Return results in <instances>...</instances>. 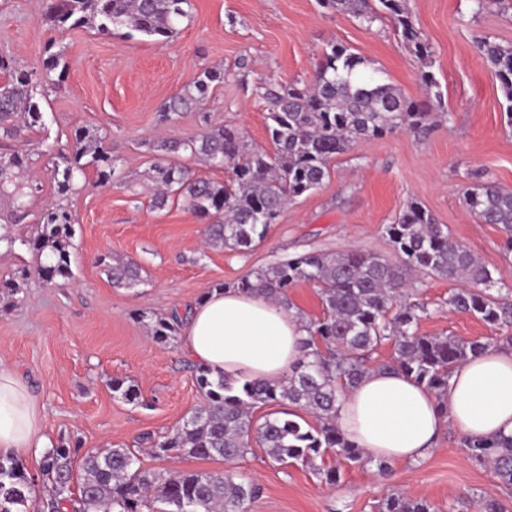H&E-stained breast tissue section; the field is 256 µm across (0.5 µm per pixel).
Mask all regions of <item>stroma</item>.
I'll return each instance as SVG.
<instances>
[{"mask_svg": "<svg viewBox=\"0 0 512 512\" xmlns=\"http://www.w3.org/2000/svg\"><path fill=\"white\" fill-rule=\"evenodd\" d=\"M50 3L0 0V56L16 68L38 71L52 42L63 49L65 62L59 87L39 98L44 127L23 135L38 190L27 199L26 218L9 230L31 235L37 215L63 203L75 219L74 276L62 287L48 286L30 251L0 250V279L27 274L17 294L0 296V361L28 385L50 442L79 443L71 458L72 488L83 481L85 452L112 446L139 449L147 469H225L218 457L158 460L139 448L144 434H167L202 401L182 340L156 342L149 320L186 311L208 288L313 250L357 248L392 256L385 227L415 200L493 271L501 287L512 289L503 233L497 225L476 223L463 200L465 187L477 181L512 190L506 101L474 45L478 35L512 44V17L496 7L479 13L473 0H409L434 50L437 86L430 90L421 81L420 61L389 20L367 28L349 14L319 8L316 0H189L187 18L165 43L129 37L121 29L109 35L91 27L58 29L46 19ZM331 43L365 58L368 70L406 97L433 100L430 132L422 137L399 131L337 155L322 185L289 205L265 241L245 254L207 245L205 223L183 204L151 208L150 175L161 156L149 143L197 136L211 121L242 129L253 145L269 147L268 107L258 90L262 79L309 81ZM212 68L223 70L225 81L203 109L161 122V105ZM81 126L110 134L115 179L103 185L86 170L62 198L45 150L65 147ZM110 254L136 261L143 285L113 287L100 264ZM416 284L429 311L419 325L422 334L512 336L510 328L450 309V282L421 274ZM116 379L136 386L142 403L114 393ZM236 467L262 487L247 512H372L394 486L426 498L436 512H476L489 495L512 512V497L497 489L487 467L465 455L452 430L423 460L390 462L386 474L373 464L349 466L334 485L299 466L270 464L258 447Z\"/></svg>", "mask_w": 512, "mask_h": 512, "instance_id": "35a3bbf8", "label": "stroma"}]
</instances>
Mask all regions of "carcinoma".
<instances>
[{"label": "carcinoma", "instance_id": "1", "mask_svg": "<svg viewBox=\"0 0 512 512\" xmlns=\"http://www.w3.org/2000/svg\"><path fill=\"white\" fill-rule=\"evenodd\" d=\"M321 7L348 12L360 24L371 26L381 18L392 22L400 41L421 62V80L436 84L432 67L434 51L418 28L408 0H318ZM188 0H53L49 16L59 29L89 26L110 34L126 28L158 42L177 33L188 16ZM480 55L494 69L507 102L512 124V47L487 37L475 40ZM365 59L343 44L332 43L321 54L307 84L261 86L268 103V130L273 148L253 146L245 133L227 126H209L199 135L171 139L157 145L165 156L153 167L157 186L152 205L162 209L180 200L197 217L209 222L210 246L239 253L251 251L268 235L290 202L320 187L329 175V163L354 145L399 130L425 135L432 126L427 105L403 96L378 73L364 72ZM0 137L16 140L24 130L45 125L36 95L48 81L33 71L17 70L0 56ZM224 83L221 70L203 71L192 88L172 97L161 108L171 120L181 112L202 108L213 88ZM188 156L211 167L229 166L233 179L219 183L195 176L191 168L175 161ZM24 156L15 150L0 151V196L20 200L33 193L20 179ZM92 168L102 184L115 176V159L109 136L97 130L76 128L64 148L51 157V176L60 196L68 195L76 180ZM473 216L484 224L499 226L506 253L512 254V192L491 182H477L463 193ZM398 261L361 250L336 253L310 251L265 269L254 271L231 285L261 294L286 310L292 306L288 291L301 282L317 288L322 316L305 321L309 336L304 354L287 378L233 380L196 367L195 381L204 403L170 433L142 441L152 454L166 458L176 452L187 457L218 456L229 464L242 460L256 445L270 461L310 469L327 484L339 482L345 466L365 468L378 463L370 453L336 427L342 399L373 370L399 371L433 393L448 398V383L455 368L468 358L497 346L492 338L462 339L423 335L419 323L427 314L419 289L410 276L420 272L457 284L448 295V306L474 315L490 326L512 327V290L496 288L491 270L462 244L452 240L448 226L415 201L407 203L393 224L385 227ZM74 221L65 207L54 204L39 215L36 233L20 237L0 233V247L16 245L32 251L37 273L50 285L73 278ZM106 275L116 288H136L143 283L141 268L130 259L114 257ZM183 319L176 311L152 322L150 332L159 343L179 333ZM391 347L379 360L378 351ZM112 391L129 403L142 402L141 393L120 380ZM291 404L315 423L291 413L279 417L257 410ZM468 457L491 468L495 479L512 488V437L463 441ZM59 444L43 456L41 473L53 483L40 512H67L76 501L78 512H147L151 500L172 507L170 512H246L260 495V486L230 467L223 472L166 473L144 469L136 451L114 446L84 456L85 477L78 499L71 497V453ZM334 455L336 464L319 465ZM33 483L23 467L10 457H0V512H25L27 492ZM377 512H436L430 502L393 488L377 505Z\"/></svg>", "mask_w": 512, "mask_h": 512}]
</instances>
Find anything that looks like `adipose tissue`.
<instances>
[{"label":"adipose tissue","mask_w":512,"mask_h":512,"mask_svg":"<svg viewBox=\"0 0 512 512\" xmlns=\"http://www.w3.org/2000/svg\"><path fill=\"white\" fill-rule=\"evenodd\" d=\"M307 336L293 313L236 288L211 290L183 327L184 348L197 365L270 381L288 377ZM336 424L374 457L401 462L426 457L447 428L468 440L512 436V350L492 349L458 366L443 405L404 374L373 371L346 395ZM47 443L30 389L0 363V456Z\"/></svg>","instance_id":"obj_1"}]
</instances>
